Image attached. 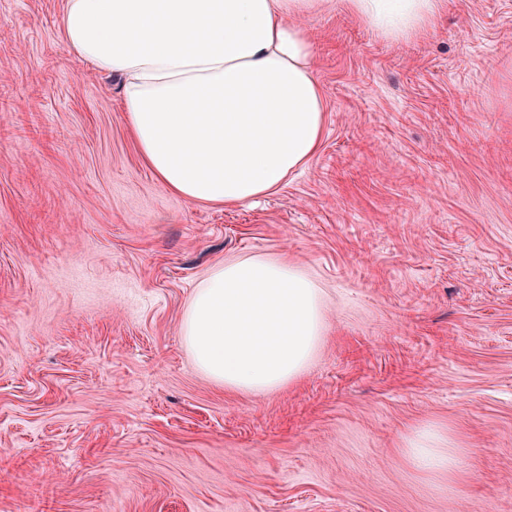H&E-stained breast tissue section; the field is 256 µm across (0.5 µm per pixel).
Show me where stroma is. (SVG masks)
Listing matches in <instances>:
<instances>
[{
	"label": "stroma",
	"mask_w": 512,
	"mask_h": 512,
	"mask_svg": "<svg viewBox=\"0 0 512 512\" xmlns=\"http://www.w3.org/2000/svg\"><path fill=\"white\" fill-rule=\"evenodd\" d=\"M65 2L0 0V512H512V0H445L399 44L340 2L309 20L322 145L247 205L156 180ZM248 255L323 300L264 395L180 334ZM428 427L453 477L408 460Z\"/></svg>",
	"instance_id": "1"
}]
</instances>
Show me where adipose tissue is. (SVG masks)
Masks as SVG:
<instances>
[{
    "label": "adipose tissue",
    "instance_id": "1",
    "mask_svg": "<svg viewBox=\"0 0 512 512\" xmlns=\"http://www.w3.org/2000/svg\"><path fill=\"white\" fill-rule=\"evenodd\" d=\"M379 37L433 31L444 0H343ZM334 0H66L64 41L121 81L129 127L161 185L190 203L243 205L274 192L317 154L325 98L308 19ZM323 324L315 284L287 260L244 256L212 271L180 332L196 366L229 391L288 385ZM421 470L452 472L434 429L411 441Z\"/></svg>",
    "mask_w": 512,
    "mask_h": 512
}]
</instances>
